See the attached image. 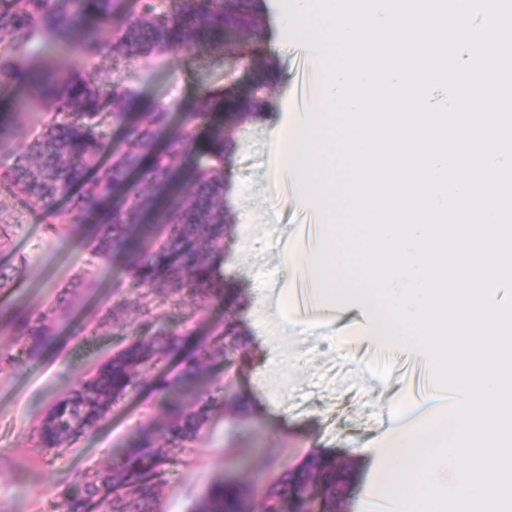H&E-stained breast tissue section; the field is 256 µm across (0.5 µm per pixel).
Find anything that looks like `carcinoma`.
<instances>
[{
    "instance_id": "carcinoma-1",
    "label": "carcinoma",
    "mask_w": 512,
    "mask_h": 512,
    "mask_svg": "<svg viewBox=\"0 0 512 512\" xmlns=\"http://www.w3.org/2000/svg\"><path fill=\"white\" fill-rule=\"evenodd\" d=\"M265 0H182L169 13L155 0L121 21L110 40L122 0H0V144H21L13 163L0 166V187L23 197L30 210L48 215L54 226L91 227L96 255L106 263L125 260L126 280L141 288L200 295L219 303L224 280V163L231 144L224 122V98H210L179 122V105L157 104L134 111L137 87L101 77L92 62L114 55L145 64L169 51L201 46L222 48L231 32L257 26ZM53 47L79 55L86 68L69 69L50 53ZM257 80L232 101L243 123L267 111L262 90L274 77L262 58ZM122 132L125 148L108 147L106 119ZM208 141L198 145L201 124ZM0 323L13 327L28 351L48 346L56 319L9 313ZM239 329L226 323L215 340L186 347L176 333L145 329L124 348L77 381L46 410L36 427L37 447L51 450L90 434L108 419L113 406L145 378L164 399L167 418L161 435L139 429L123 453L61 503L62 512H157L161 467L170 451L194 441L219 398L207 390L185 407L180 395L197 387L210 358L224 355V339L241 348ZM309 481L330 486L324 512L344 503L349 482L336 473V456L313 450L283 471L257 500L250 488L218 477L192 512H307L295 505Z\"/></svg>"
}]
</instances>
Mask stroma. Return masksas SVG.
<instances>
[{
  "mask_svg": "<svg viewBox=\"0 0 512 512\" xmlns=\"http://www.w3.org/2000/svg\"><path fill=\"white\" fill-rule=\"evenodd\" d=\"M285 0H265V25L256 43L276 66L271 110L243 125L226 161L230 173L224 205L232 238L224 254V309L186 295L156 296L144 288L116 291V267L96 257L94 237L84 230L56 234L46 215L10 194L0 195L18 222L0 244V308L56 310L65 320L56 343L38 355L24 352L10 328L0 326V512H59L67 490L109 464L145 424L162 420L147 389L114 405L93 434L52 450L38 448L33 429L66 389L122 349L152 323L190 338L233 318L248 339L251 360L209 371L225 400L244 396L247 411L213 408L197 441L173 452L162 472V512H189L219 476L247 483L260 494L271 478L313 449L355 454L376 442L390 421L407 420L399 373L405 355L377 358L369 315L303 321L283 314L292 283L281 271L283 253L300 248L298 229L309 214L295 196L276 188L280 165L272 149L277 131L294 120L296 62L307 46L277 31ZM251 71L231 49L199 47L168 53L141 86L145 102L183 107L249 88ZM96 281L94 290L82 288ZM142 300V311L114 319L113 309ZM281 334L268 341L270 325Z\"/></svg>",
  "mask_w": 512,
  "mask_h": 512,
  "instance_id": "1",
  "label": "stroma"
}]
</instances>
